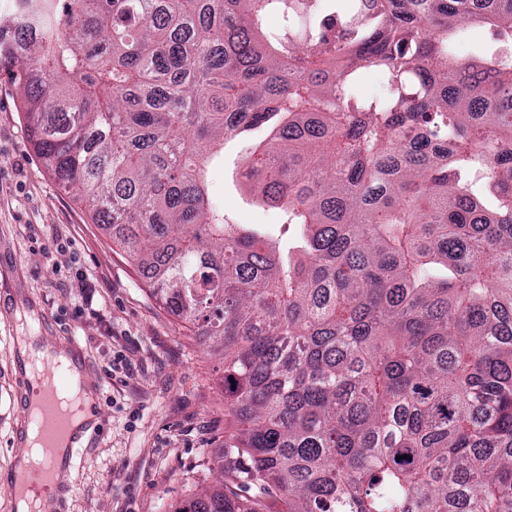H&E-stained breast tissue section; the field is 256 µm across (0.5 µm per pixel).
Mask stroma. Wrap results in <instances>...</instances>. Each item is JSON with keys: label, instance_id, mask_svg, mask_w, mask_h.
Returning <instances> with one entry per match:
<instances>
[{"label": "stroma", "instance_id": "stroma-1", "mask_svg": "<svg viewBox=\"0 0 512 512\" xmlns=\"http://www.w3.org/2000/svg\"><path fill=\"white\" fill-rule=\"evenodd\" d=\"M249 152L229 138L210 171L211 195L229 223L277 233L281 211L242 183ZM0 468L15 448L11 371L15 346L5 328L26 306L42 321L41 345L74 336L102 385L106 428L81 451L66 512H171L217 484L224 444V357L160 306L122 250L91 221L75 191L62 187L35 152L15 88L0 75ZM92 287L77 288L78 275ZM133 367L109 382L116 356Z\"/></svg>", "mask_w": 512, "mask_h": 512}]
</instances>
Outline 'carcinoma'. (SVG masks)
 <instances>
[{
	"label": "carcinoma",
	"mask_w": 512,
	"mask_h": 512,
	"mask_svg": "<svg viewBox=\"0 0 512 512\" xmlns=\"http://www.w3.org/2000/svg\"><path fill=\"white\" fill-rule=\"evenodd\" d=\"M329 4L14 0L0 68L47 169L224 353L234 489L175 512H512V0ZM256 131L285 250L209 189Z\"/></svg>",
	"instance_id": "1"
}]
</instances>
